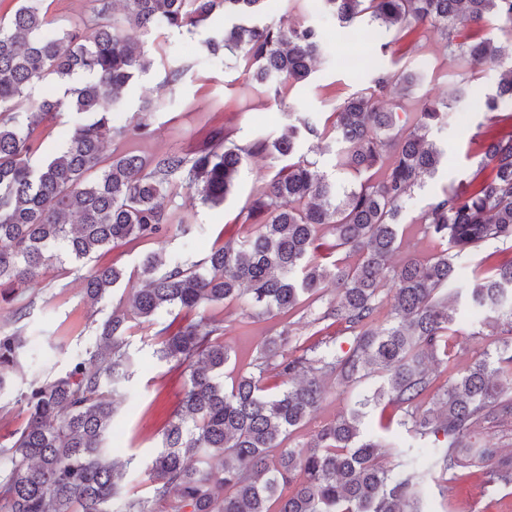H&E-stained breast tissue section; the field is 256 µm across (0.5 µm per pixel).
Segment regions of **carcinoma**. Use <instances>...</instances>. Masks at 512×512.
<instances>
[{"instance_id":"1","label":"carcinoma","mask_w":512,"mask_h":512,"mask_svg":"<svg viewBox=\"0 0 512 512\" xmlns=\"http://www.w3.org/2000/svg\"><path fill=\"white\" fill-rule=\"evenodd\" d=\"M342 27L364 21L386 27L438 30L457 68L500 69L488 112L512 109V65L503 47L479 30L495 17L512 30V0H322ZM94 0L92 18H76L49 38L54 20L30 0H16L0 18V299L44 281L57 264H87L122 241L157 245L139 265L143 286L127 305H117L97 324L94 345L72 357L65 374L23 377V329L0 327V400L25 407L26 423L0 442V512H425V477L466 468L486 482L512 486V458L476 447L487 424L512 419V391L501 374H512V259L492 264L485 276L461 277L457 259L492 246L512 249V133L488 138L480 166L458 187L433 198L419 217L424 231L446 244L430 258L409 256L389 266L399 244L402 205L432 178L442 153L428 141L430 128L448 120L456 101L410 97L415 74L380 71L346 98L323 128L306 119L270 140L240 143L229 132L193 151L150 157L135 151L105 155V143L149 133L159 108L145 104L123 127L112 125L132 81L153 61L140 34L156 24L190 30L215 12L242 18L261 15L264 0ZM478 29L463 35L456 22ZM321 47L318 31L292 25H237L206 42L215 55L239 51L248 78L283 95L306 81ZM85 81L67 98L36 100L32 90L47 80ZM66 111L84 116L63 148L45 152L43 129ZM332 138L335 167L362 173L364 182L344 192L297 154L305 135ZM273 155L283 166L244 208L256 230L211 251L204 261L170 262L164 243L171 227L162 199L177 186L194 190L212 206L224 203L243 163ZM352 265L313 259L322 235ZM390 277L391 307L381 315L383 278ZM113 266H93L82 278L84 297L99 303L122 279ZM332 284L338 297L320 319L349 334L338 352L317 342L288 349V326L263 342L253 371L224 386L230 351L224 327L200 315L166 330L155 355L183 368V396L146 465L148 496L127 497L123 480L132 459L106 446L115 396L132 366L127 336L133 324L162 310L188 312L240 301L253 317L286 315L320 299ZM464 300L499 330L496 356L484 355L448 383L437 407L419 412L430 390L429 364L449 362L451 325ZM381 383L342 415L321 425L305 444L292 435L307 425L327 395L325 380L343 387L374 374ZM284 388L270 392L268 376ZM392 406L411 437L430 439L388 467L379 435L363 432L367 408Z\"/></svg>"}]
</instances>
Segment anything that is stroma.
<instances>
[{
	"label": "stroma",
	"mask_w": 512,
	"mask_h": 512,
	"mask_svg": "<svg viewBox=\"0 0 512 512\" xmlns=\"http://www.w3.org/2000/svg\"><path fill=\"white\" fill-rule=\"evenodd\" d=\"M260 20L275 24L299 21L315 27L322 36L323 54L310 77L293 85L285 100L245 90L240 53L227 50L207 54L206 42L216 30L236 24V17L219 11L189 32L157 26L143 39L153 65L127 90L112 121L117 126L128 124L147 99L160 101L162 108L151 119L150 136L116 139L107 142V150H134L145 155L189 150L209 143L218 130L232 132L240 142L258 136L274 137L283 125L297 118L324 121L336 105L367 84L376 72L405 68L420 78L416 97L442 100L451 89L463 91V100L450 110L447 123L429 133L444 153L443 162L435 177L406 199L401 248L392 261L400 263L408 255L427 258L440 251L439 241L425 236L416 225L421 212L435 195L458 186L477 168L483 158L480 145L487 130L512 132V119L492 123L490 113L483 108L485 94L497 83V69L484 67L464 73L450 67L444 37L419 30L396 31L362 23L357 27L355 42L342 46L339 23L323 9L320 0H266ZM349 53L361 57L359 66L346 62ZM173 67L184 70L175 86L166 80ZM278 167V160L269 156L251 159L241 167L232 193L219 206L190 200L186 189H172L164 201L165 211L171 224H191L192 233L169 240L165 245L167 254L199 261L212 247L223 245L226 238L245 235L242 210ZM148 250L143 243H118L96 254L94 265H113L125 272L124 279L97 305L85 302L80 281L84 269L72 264L56 268L40 286L25 291L24 298L31 307L23 318H15V304L0 302V316L8 322L18 321L28 338L22 359L25 373L57 376L67 370L74 354L93 345L96 321L104 319L119 299L140 287L137 269ZM322 302L289 314L293 345L308 346L326 339L334 349H348L349 339L341 324L318 320ZM206 314L224 328V343L231 350L224 373L233 377L247 369L263 340L279 331L282 322L277 317H249L247 308L236 302L209 306ZM176 317L173 311L160 312L137 325L131 337L133 375L116 398L118 410L107 438L108 447L116 454L134 459L124 480V493L131 497L147 494L144 462L182 397L185 377L181 369L154 354L156 336ZM479 322V315L458 309L453 325L457 337L449 347L450 361L431 366L435 389L422 397L423 408L434 407L436 389L456 378L481 352L496 351L497 337L473 338ZM423 500L426 512H512V494L487 487L475 468L453 478L446 497H439L435 487H425Z\"/></svg>",
	"instance_id": "35a3bbf8"
}]
</instances>
